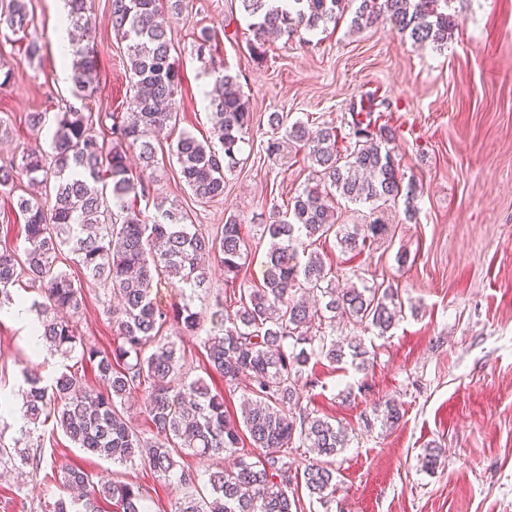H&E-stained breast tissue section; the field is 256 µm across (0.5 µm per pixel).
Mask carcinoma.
Listing matches in <instances>:
<instances>
[{
  "mask_svg": "<svg viewBox=\"0 0 512 512\" xmlns=\"http://www.w3.org/2000/svg\"><path fill=\"white\" fill-rule=\"evenodd\" d=\"M69 24L91 34L92 0H64ZM159 0H112V30L127 42V66L134 112L93 113L69 109L53 116L50 151L32 149L0 164V192H10L25 178L33 192L17 199L24 220L23 256L0 251V310L15 303L14 288L27 284L42 301L38 314L42 338L53 353L69 359L81 348L80 363L96 369L106 388L84 385L79 369L66 365L45 381L25 371L19 389L25 427L7 444L0 439V469L33 471L41 455L31 448V434L48 421L59 427L76 447L121 466L149 467L181 487L171 512H300L289 496L298 469L290 448H308L314 456L303 470L309 495L327 503L336 493V455L348 444L347 430L310 416L300 404L311 358L335 365L350 359L366 369L370 350L360 338L343 348L328 340L327 330L341 316L353 326H371L384 336L404 318L398 289L380 282L359 288H338L336 272L312 249L334 236L353 251L392 233L391 225L375 219L352 229L338 223L329 200L367 203L381 209L405 199L414 214L416 190L403 184L399 164L388 148L387 134L374 133V113L385 101L369 99L356 113L348 138L350 152L338 150L336 128L289 121L282 112L270 114L275 135L266 153L279 155L289 146L307 148L318 184L305 187L288 201L286 211L272 212L263 231L272 240L265 254L263 282L241 288L233 317L224 316V296L215 297L208 314L186 302L161 307L153 283L161 277L180 284L188 300L211 288L207 270L217 260L225 283L232 284L245 267L241 225L226 217L213 232L190 223L187 212L157 207L145 219L138 201L149 200L157 148L151 133L177 122L176 97L182 87L180 66L171 55L169 18ZM255 42L263 53L270 39L301 30L335 24L353 0H239ZM449 0H360L351 27L357 31L379 23L407 36L413 43L447 47L457 23L448 14ZM0 22L13 34L26 33L31 17L28 0H0ZM73 94L84 100L99 91V64L89 43L71 50ZM206 93L213 119L210 139L182 132L171 145L181 177L201 200L224 196V172L241 151L253 122L248 103L235 89L237 76L222 67ZM136 153L133 171L129 152ZM67 252L86 277L102 287L104 296L118 299L103 311L116 331L109 352L84 341L74 318L83 305L81 288L59 266ZM211 327L203 329L204 322ZM172 324L181 335L201 337L204 369L231 387L248 381V398L241 417L225 409L224 394L212 392L202 378L187 380L185 351L179 340L163 333ZM140 392L156 439L149 441L125 415L129 398ZM235 456L233 466L216 464L208 471L206 494L197 489V475L184 463L188 454L216 461ZM66 496L42 512H150L139 485L114 478L94 481L83 466L61 467Z\"/></svg>",
  "mask_w": 512,
  "mask_h": 512,
  "instance_id": "cac0c4a2",
  "label": "carcinoma"
}]
</instances>
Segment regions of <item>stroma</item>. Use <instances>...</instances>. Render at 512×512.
<instances>
[{
    "label": "stroma",
    "instance_id": "35a3bbf8",
    "mask_svg": "<svg viewBox=\"0 0 512 512\" xmlns=\"http://www.w3.org/2000/svg\"><path fill=\"white\" fill-rule=\"evenodd\" d=\"M111 4L93 0L92 6L102 82L94 112L131 107L126 45L112 30ZM59 8L58 0H28L33 23L26 38L0 30V67L14 73L0 87V158L48 145L53 126L32 128L31 113L81 105L72 95L69 63L52 39ZM448 11L457 29L441 50L414 45L387 25L353 31L346 15L336 27L300 39L270 40L256 58L250 19L238 0H184L171 28L183 88L176 125L155 140L154 189L196 224L237 215L250 252L237 287L261 284L269 247L263 226L272 209L286 210L312 179L304 152L266 156L260 127L270 113L332 124L343 149L354 108L371 97L385 100L380 123L401 173L416 187L414 217L401 202L384 211L395 229L392 240L352 253L332 237L318 247L340 284L390 282L413 311L383 337L372 328L335 326L334 339L360 337L371 343L372 355L360 371L325 360L313 367L319 383L304 390L302 406L347 428L349 443L336 458L330 503L296 488L304 512H512V0H450ZM204 29L214 36L210 62L195 50ZM31 40L42 47L32 58L25 53ZM214 63L238 75L258 129L226 172L223 198L201 203L168 145L183 130L209 138L203 94L212 87ZM27 190L21 184L15 194L0 193L2 249L24 246L16 198ZM400 251L408 255L403 266ZM68 272L84 293L79 333L110 349L115 332L102 310V290L80 266ZM62 364L60 356L33 352L9 310L0 311V392H17L21 368L48 379ZM389 400L402 413L392 427L373 418ZM36 434L41 468L21 486L0 480V512H41L64 495L59 470L65 464L139 484L152 512H170L179 495L149 468L85 454L52 425ZM429 448L440 456L427 469L421 458Z\"/></svg>",
    "mask_w": 512,
    "mask_h": 512
}]
</instances>
